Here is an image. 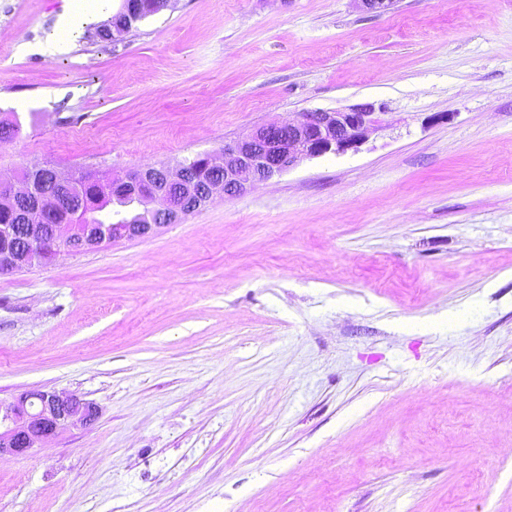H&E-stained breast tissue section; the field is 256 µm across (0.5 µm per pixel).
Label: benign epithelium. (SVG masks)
<instances>
[{
  "label": "benign epithelium",
  "instance_id": "benign-epithelium-1",
  "mask_svg": "<svg viewBox=\"0 0 512 512\" xmlns=\"http://www.w3.org/2000/svg\"><path fill=\"white\" fill-rule=\"evenodd\" d=\"M382 119L371 104L333 111L304 112L288 123H272L224 144L218 153H203L200 159L212 177L197 185L195 174L181 165H146L112 178L126 188V211L146 210V224L120 219L112 224H90L78 218L70 224H43L41 220L67 202L66 190L73 175H55L60 191L41 189L39 174L31 168L18 183L0 182V196L9 201L8 211L27 200L35 202L32 212L20 214L18 224H1L0 274L46 264L60 253L94 249L104 243L142 237L165 224L206 206L214 195H239L296 167L305 159L356 151ZM94 403L55 392H25L0 404V457L18 456L55 436L71 425L87 426L97 418Z\"/></svg>",
  "mask_w": 512,
  "mask_h": 512
}]
</instances>
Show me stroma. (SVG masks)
<instances>
[{
    "mask_svg": "<svg viewBox=\"0 0 512 512\" xmlns=\"http://www.w3.org/2000/svg\"><path fill=\"white\" fill-rule=\"evenodd\" d=\"M0 0V172L176 167L383 108L154 234L0 275V401L97 420L0 458V512H512V0H170L50 50Z\"/></svg>",
    "mask_w": 512,
    "mask_h": 512,
    "instance_id": "obj_1",
    "label": "stroma"
}]
</instances>
